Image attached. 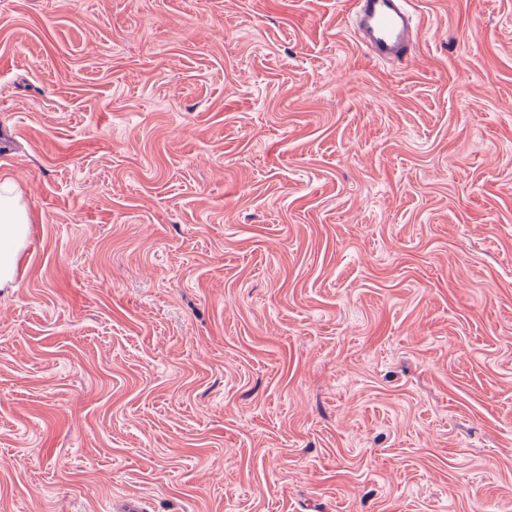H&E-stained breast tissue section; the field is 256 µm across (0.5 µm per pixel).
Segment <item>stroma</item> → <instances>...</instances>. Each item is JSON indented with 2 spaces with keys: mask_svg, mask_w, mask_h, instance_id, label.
Segmentation results:
<instances>
[{
  "mask_svg": "<svg viewBox=\"0 0 512 512\" xmlns=\"http://www.w3.org/2000/svg\"><path fill=\"white\" fill-rule=\"evenodd\" d=\"M0 0V512H512V0ZM354 38L373 61L399 63L414 51L421 32L408 0H351ZM33 224L32 211L19 185L0 176V288L15 287L18 260Z\"/></svg>",
  "mask_w": 512,
  "mask_h": 512,
  "instance_id": "35a3bbf8",
  "label": "stroma"
}]
</instances>
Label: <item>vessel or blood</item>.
Instances as JSON below:
<instances>
[{
    "label": "vessel or blood",
    "instance_id": "obj_1",
    "mask_svg": "<svg viewBox=\"0 0 512 512\" xmlns=\"http://www.w3.org/2000/svg\"><path fill=\"white\" fill-rule=\"evenodd\" d=\"M350 4V27L370 59L399 63L411 55L421 33L409 0H350Z\"/></svg>",
    "mask_w": 512,
    "mask_h": 512
}]
</instances>
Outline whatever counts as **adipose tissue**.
Here are the masks:
<instances>
[{"label":"adipose tissue","mask_w":512,"mask_h":512,"mask_svg":"<svg viewBox=\"0 0 512 512\" xmlns=\"http://www.w3.org/2000/svg\"><path fill=\"white\" fill-rule=\"evenodd\" d=\"M32 211L16 181L0 176V288L13 287L18 260L30 233Z\"/></svg>","instance_id":"1"}]
</instances>
